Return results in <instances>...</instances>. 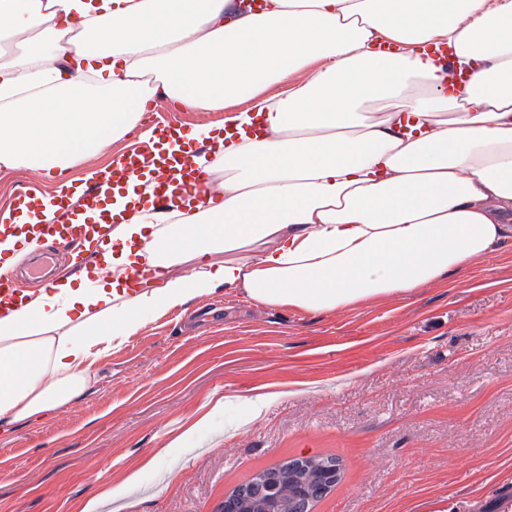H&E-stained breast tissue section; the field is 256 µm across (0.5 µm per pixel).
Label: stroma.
I'll return each instance as SVG.
<instances>
[{"mask_svg":"<svg viewBox=\"0 0 512 512\" xmlns=\"http://www.w3.org/2000/svg\"><path fill=\"white\" fill-rule=\"evenodd\" d=\"M122 147L62 178L0 170V209L31 184L52 197ZM96 370L82 399L0 435V512H81L94 487L181 434L173 471L143 468L129 507L99 512H214L257 472L313 455L340 463L313 512L512 507V240L414 296L331 313L220 288L149 322ZM258 394L273 400L252 419Z\"/></svg>","mask_w":512,"mask_h":512,"instance_id":"35a3bbf8","label":"stroma"}]
</instances>
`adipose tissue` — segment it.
Masks as SVG:
<instances>
[{
	"instance_id": "adipose-tissue-1",
	"label": "adipose tissue",
	"mask_w": 512,
	"mask_h": 512,
	"mask_svg": "<svg viewBox=\"0 0 512 512\" xmlns=\"http://www.w3.org/2000/svg\"><path fill=\"white\" fill-rule=\"evenodd\" d=\"M1 36V169L95 157L139 128L152 74L179 108L223 111L196 163L224 180L167 211L128 187L91 249L99 277L0 314V432L77 401L110 350L217 288L331 312L512 239V0H0Z\"/></svg>"
}]
</instances>
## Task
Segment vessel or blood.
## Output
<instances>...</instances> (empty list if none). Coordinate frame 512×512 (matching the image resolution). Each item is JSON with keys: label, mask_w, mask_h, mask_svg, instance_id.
<instances>
[{"label": "vessel or blood", "mask_w": 512, "mask_h": 512, "mask_svg": "<svg viewBox=\"0 0 512 512\" xmlns=\"http://www.w3.org/2000/svg\"><path fill=\"white\" fill-rule=\"evenodd\" d=\"M149 129L148 143L127 147L115 163L106 168L98 183L82 188L77 201L79 210L100 212V222L74 223L67 213L58 211L43 224L16 223L17 213L41 203L36 189L30 188L17 195L15 205L9 211L0 210V237L12 239L17 249L34 236L55 239L71 247L83 246L94 237L105 236L106 224L116 221L115 216L103 209L104 191L127 189L132 181L146 176L158 183L154 192V202L158 206L166 207L186 198L201 199L206 192L208 177L195 163L196 149L185 144L187 134L182 122L176 118H155ZM24 299V290L17 284L13 269L6 267L4 256L0 255V310L20 305Z\"/></svg>", "instance_id": "obj_1"}]
</instances>
